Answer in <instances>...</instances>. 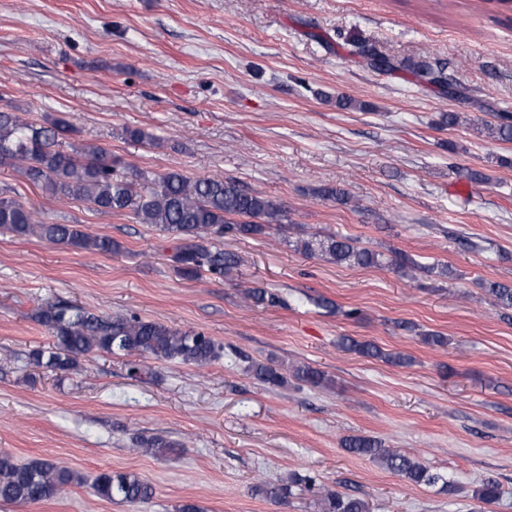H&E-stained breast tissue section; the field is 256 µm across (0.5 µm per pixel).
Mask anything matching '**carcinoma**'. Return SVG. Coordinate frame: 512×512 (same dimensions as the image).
I'll return each mask as SVG.
<instances>
[{
  "label": "carcinoma",
  "instance_id": "obj_1",
  "mask_svg": "<svg viewBox=\"0 0 512 512\" xmlns=\"http://www.w3.org/2000/svg\"><path fill=\"white\" fill-rule=\"evenodd\" d=\"M371 69L395 70L398 65L374 51L362 54ZM414 70L429 83L447 86L445 69L427 61L414 64ZM499 122L485 130L497 140L512 141V116L497 115ZM76 129L66 121L42 125L25 121L15 113L0 108V166L19 170L31 183L60 198L83 201L97 210L114 215H130L141 224H151L175 240L171 261L184 279H196L207 272L222 276L238 264L228 251L212 250L209 242L226 234L237 237L263 235L273 224L287 218L282 203L259 192L245 189L232 179L199 178L194 183L177 171L157 178L130 180L117 171L118 160L108 149L83 143L66 152L59 139ZM0 228L19 237L37 236L56 245L99 254H110L120 245L109 236L84 231L77 224L48 222L38 211L19 201L0 197ZM310 255L318 254L336 264L370 267L379 265V254L358 241L336 234L315 235L300 244ZM487 292L504 308H512V286L492 283ZM246 298L255 306L276 304L280 297L264 288H251ZM40 325L54 337V348L35 349L31 362L51 371H66L95 352H107L128 358L131 377L150 373L148 358L186 365L204 366L219 359L223 346L203 332L183 331L160 321L135 314L104 317L63 299L46 301L32 313ZM342 349L365 357L383 358L385 354L371 342H359L348 336L339 340ZM248 371L267 387H281L287 378L268 363L253 361ZM294 377L320 385L325 374L309 366L299 367ZM351 454L363 456L414 484L446 485L447 479L425 465L387 448L382 441L368 436H350L342 441ZM139 448L146 454L170 452L180 444L162 436L142 437ZM80 482L79 476L64 463L53 459H35L19 465L8 455L0 456V500L33 504L56 498ZM300 485L316 491L321 512H368L367 503L324 487L315 488L311 477L294 478L289 485L264 484L256 493L283 502L291 486ZM92 488L110 501L130 504L153 496V487L139 476L120 471L98 474Z\"/></svg>",
  "mask_w": 512,
  "mask_h": 512
}]
</instances>
